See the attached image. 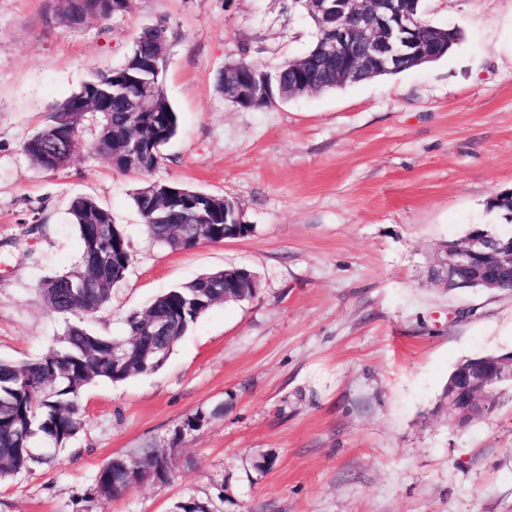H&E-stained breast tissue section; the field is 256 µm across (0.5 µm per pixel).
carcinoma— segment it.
<instances>
[{"label":"carcinoma","mask_w":512,"mask_h":512,"mask_svg":"<svg viewBox=\"0 0 512 512\" xmlns=\"http://www.w3.org/2000/svg\"><path fill=\"white\" fill-rule=\"evenodd\" d=\"M88 16L108 20L126 12L129 0H86ZM416 32L421 40L448 46V37L438 27L419 20L420 0L412 4ZM168 27L163 23L146 26L135 39L124 64L108 72H95L78 91L58 105L49 116L48 124L28 138L22 146L28 160L45 171H57L53 163L54 139L64 138V149L73 153L86 123L97 127L96 149L107 159L124 161L130 138L148 135L156 140L157 150L146 165L120 171L145 175L162 161L161 149L177 133V115L164 92L162 72L167 44ZM322 33L308 51L298 58L282 62L275 71L260 68L251 59L232 62L221 72L218 88L224 99L242 109L268 107L276 100L288 99L289 88L304 82L320 92L337 87L336 59L319 53ZM142 75L153 82L151 122L146 128L139 125L135 105L121 95L132 76ZM134 202L142 216L147 234L155 241L178 249L176 237L185 236L191 247L203 242L224 240V197L208 195L205 202L210 225L208 236L195 240L194 224L198 219L189 211L170 208L161 198H152L137 190ZM72 223L76 224L82 241V253L75 267L58 273L41 284V291L52 310L67 316L59 345L49 347L39 357L22 364L0 360V479L14 478L31 472L35 466L48 464L60 450L83 429L80 396L88 384L108 379L124 381L135 375L156 373L159 364L151 369L142 366L141 352L161 350L171 355L189 327L217 302H240L253 297L254 289L234 288L224 280V271L206 272L156 297L145 309L134 311L126 318L130 339L125 363L112 365L113 336L90 331L84 318L106 307L112 286L123 280L132 255L120 228H115L121 248L115 263L101 268L96 261L100 252H112V238L99 239L90 234L95 224L112 223V213L88 197H76L70 206ZM153 317L172 318L165 336H146L141 326ZM166 452L159 448H144L120 455L101 466L95 478L93 496L106 502L123 485L127 467L134 464L149 476L154 460Z\"/></svg>","instance_id":"cac0c4a2"}]
</instances>
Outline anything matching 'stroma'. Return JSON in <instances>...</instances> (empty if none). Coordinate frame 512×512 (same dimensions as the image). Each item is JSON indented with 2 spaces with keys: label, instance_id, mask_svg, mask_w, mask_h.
I'll return each instance as SVG.
<instances>
[{
  "label": "stroma",
  "instance_id": "1",
  "mask_svg": "<svg viewBox=\"0 0 512 512\" xmlns=\"http://www.w3.org/2000/svg\"><path fill=\"white\" fill-rule=\"evenodd\" d=\"M58 0H0V358L55 345L64 315L42 281L77 263L75 197L112 213L132 254L90 330L120 336L157 296L248 267L256 294L212 305L162 369L85 387L83 431L52 465L0 484V512H512V400L459 431L438 404L461 360L512 350V297L449 291L428 270L446 242L511 235L487 201L512 190V0H422L456 27L442 59L258 110L225 101V63L274 69L314 39L286 0H132L71 27ZM166 22L163 86L176 136L150 176L84 132L66 167L22 145L93 71L119 67ZM237 200L251 233L171 250L144 230L147 180ZM206 412L189 430L188 417ZM171 453L173 477L92 499L107 460Z\"/></svg>",
  "mask_w": 512,
  "mask_h": 512
}]
</instances>
